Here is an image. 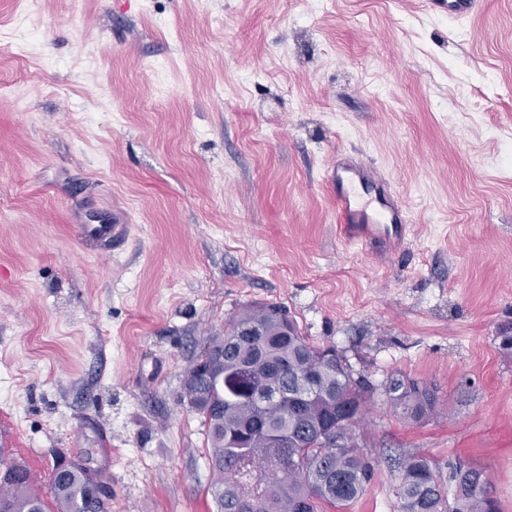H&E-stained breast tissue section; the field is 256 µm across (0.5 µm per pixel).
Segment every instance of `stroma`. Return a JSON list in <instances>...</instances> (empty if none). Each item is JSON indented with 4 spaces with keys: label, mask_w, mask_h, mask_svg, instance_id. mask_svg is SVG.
<instances>
[{
    "label": "stroma",
    "mask_w": 512,
    "mask_h": 512,
    "mask_svg": "<svg viewBox=\"0 0 512 512\" xmlns=\"http://www.w3.org/2000/svg\"><path fill=\"white\" fill-rule=\"evenodd\" d=\"M0 433L47 480L80 459L111 512H213L183 380L278 303L368 380L371 461L342 512H400L396 459L483 470L512 512V0H0ZM363 153L406 203L397 254L344 245L324 182ZM130 219L100 255L81 224ZM436 387L403 419L381 386ZM450 20H460L470 15L476 8V0H430L428 1Z\"/></svg>",
    "instance_id": "35a3bbf8"
}]
</instances>
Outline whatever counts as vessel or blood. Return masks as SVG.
Returning <instances> with one entry per match:
<instances>
[{"label":"vessel or blood","instance_id":"b4317fda","mask_svg":"<svg viewBox=\"0 0 512 512\" xmlns=\"http://www.w3.org/2000/svg\"><path fill=\"white\" fill-rule=\"evenodd\" d=\"M449 19L460 20L476 8L477 0H430ZM328 184L338 214L339 230L346 243L388 251L400 247L409 231L404 202L395 195L384 174L358 152H337L328 174ZM81 234L97 250L110 252L129 231L125 224L80 225Z\"/></svg>","mask_w":512,"mask_h":512}]
</instances>
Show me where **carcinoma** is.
Instances as JSON below:
<instances>
[{
    "label": "carcinoma",
    "mask_w": 512,
    "mask_h": 512,
    "mask_svg": "<svg viewBox=\"0 0 512 512\" xmlns=\"http://www.w3.org/2000/svg\"><path fill=\"white\" fill-rule=\"evenodd\" d=\"M275 307L283 309H241L189 369L195 379L184 386V400L207 428L214 512H296L301 502L306 512H324L349 505L371 480V464L352 437L342 434L340 444L330 431L348 411L356 420L365 414L361 382L343 359L323 362L322 348L294 320L285 327L273 318ZM246 324L257 335L241 342ZM383 390L407 420L436 410L437 391L426 384L391 377ZM62 473L44 496L27 466L0 459V512H108V478L81 460L63 464ZM453 480L450 499L431 460L405 456L395 486L401 512H499L482 471L458 470Z\"/></svg>",
    "instance_id": "cac0c4a2"
}]
</instances>
